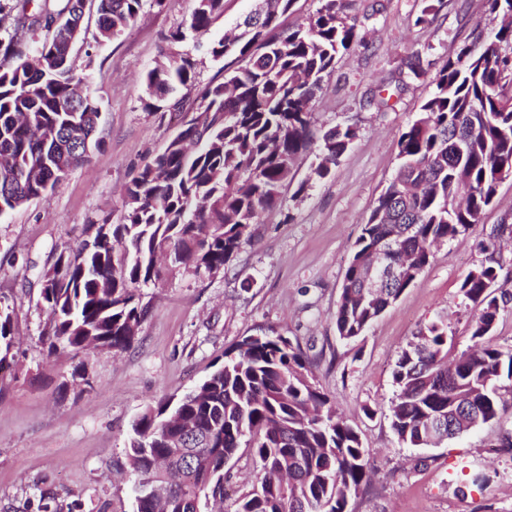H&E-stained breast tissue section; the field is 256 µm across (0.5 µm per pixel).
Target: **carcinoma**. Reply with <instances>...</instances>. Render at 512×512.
Segmentation results:
<instances>
[{"label": "carcinoma", "instance_id": "obj_1", "mask_svg": "<svg viewBox=\"0 0 512 512\" xmlns=\"http://www.w3.org/2000/svg\"><path fill=\"white\" fill-rule=\"evenodd\" d=\"M81 0L42 5L33 24L45 30L33 56L0 40V215L52 190L89 161L99 106L75 73L71 51L81 34ZM142 0H97L100 36H120ZM189 29L210 31L224 0H193ZM295 0H264L205 44L224 61L183 112L182 130L126 190L119 224H91L75 249L58 255L42 289L52 351H125L146 306L140 288L173 269L223 268L251 241L261 213L281 207L294 158L311 149L312 101L339 55L356 42L343 0H322L308 25L278 30ZM502 16L490 39L448 58L419 117L398 138L400 163L362 227L336 307V335L352 341L417 280L433 247L478 221L512 168V0H486ZM167 63L147 71L149 98L160 104L197 79L189 54L164 50ZM347 126L326 130L319 149L323 179L351 145ZM388 249L383 286L364 287L372 252ZM470 271L460 291L477 314L471 345L448 359V328L432 322L402 347L393 369L397 391L391 429L413 448H430L429 431L456 438L500 412L497 391L512 381V348L489 342L504 311L495 293L501 255ZM13 311L0 308V370L13 346ZM248 439L260 477L235 512H348L370 478V454L321 391L300 346L274 329L242 337L209 378L176 403L147 407L128 450L136 476L134 512H208L224 499V467Z\"/></svg>", "mask_w": 512, "mask_h": 512}]
</instances>
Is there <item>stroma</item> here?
<instances>
[{
	"instance_id": "35a3bbf8",
	"label": "stroma",
	"mask_w": 512,
	"mask_h": 512,
	"mask_svg": "<svg viewBox=\"0 0 512 512\" xmlns=\"http://www.w3.org/2000/svg\"><path fill=\"white\" fill-rule=\"evenodd\" d=\"M432 21L417 24L427 6ZM192 0H143L136 23L104 40L88 4L74 66L99 102V147L46 195L0 215V303L14 310L12 369L0 376V512H133L127 465L132 424L142 410L178 399L224 361L241 337L274 328L299 344L321 390L370 451L372 479L349 512H512V382L499 391L497 422L434 448L400 442L390 426L392 372L400 349L420 327L448 326L453 353L469 344L475 314L460 286L485 258L502 254L497 291L512 296V175L477 224L442 242L434 262L363 335L336 336L335 312L354 243L398 165L397 141L434 90L433 79L475 34L500 26L485 0H353L358 39L326 76L312 102L310 133L349 126L356 137L329 175L315 170L319 149L293 163L281 209L264 214L252 240L220 272L182 271L142 289L147 313L133 346L49 353L42 342L44 276L86 225L119 223L124 190L180 129L173 106L154 109L143 77L164 60L166 38L187 28ZM176 51L197 61L194 86L180 89L195 105L204 86L223 79L217 62L189 38ZM421 54L417 77L406 61ZM402 76L390 108H378L384 81ZM224 512L256 481L257 464L241 447L227 466ZM486 480L473 484L474 472Z\"/></svg>"
}]
</instances>
